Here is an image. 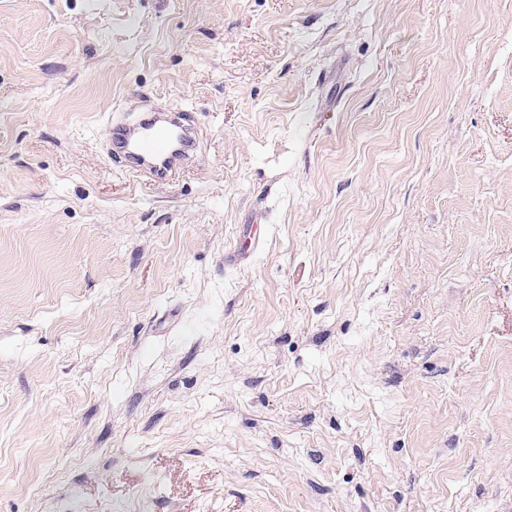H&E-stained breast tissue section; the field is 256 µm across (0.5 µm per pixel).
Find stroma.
<instances>
[{
    "label": "stroma",
    "mask_w": 512,
    "mask_h": 512,
    "mask_svg": "<svg viewBox=\"0 0 512 512\" xmlns=\"http://www.w3.org/2000/svg\"><path fill=\"white\" fill-rule=\"evenodd\" d=\"M0 512H512V0H0ZM113 134L125 155L131 152L146 158L143 162L133 161L134 165L126 170L143 182L174 180L176 161L193 146L192 132L180 121L178 114L151 117L132 131L115 124ZM177 142L180 144L178 150ZM253 227L243 230L240 234L237 247L232 255L224 257V264L235 263L238 259L248 258L258 246V239L253 233Z\"/></svg>",
    "instance_id": "35a3bbf8"
}]
</instances>
